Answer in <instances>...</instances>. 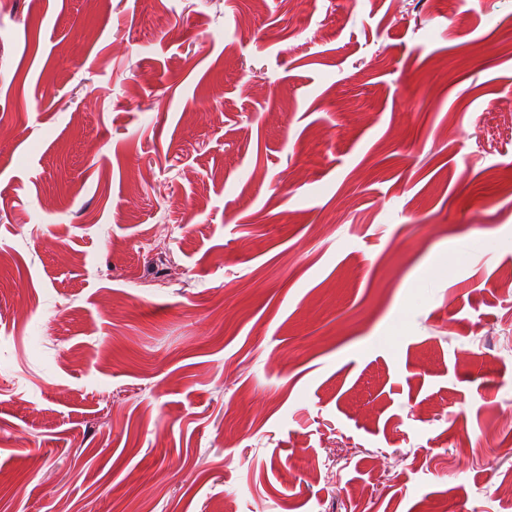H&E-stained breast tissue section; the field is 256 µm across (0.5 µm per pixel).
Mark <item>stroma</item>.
Instances as JSON below:
<instances>
[{
    "instance_id": "stroma-1",
    "label": "stroma",
    "mask_w": 512,
    "mask_h": 512,
    "mask_svg": "<svg viewBox=\"0 0 512 512\" xmlns=\"http://www.w3.org/2000/svg\"><path fill=\"white\" fill-rule=\"evenodd\" d=\"M510 170L512 0H0V512H512Z\"/></svg>"
}]
</instances>
